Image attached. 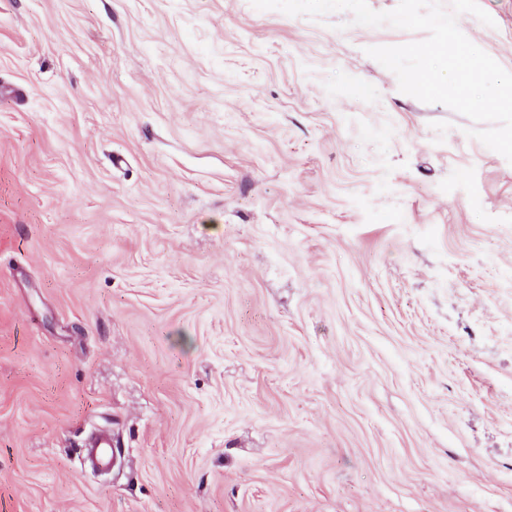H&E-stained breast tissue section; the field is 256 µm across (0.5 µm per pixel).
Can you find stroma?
I'll return each mask as SVG.
<instances>
[{
    "label": "stroma",
    "instance_id": "obj_1",
    "mask_svg": "<svg viewBox=\"0 0 512 512\" xmlns=\"http://www.w3.org/2000/svg\"><path fill=\"white\" fill-rule=\"evenodd\" d=\"M425 37L0 0V512H512V164Z\"/></svg>",
    "mask_w": 512,
    "mask_h": 512
}]
</instances>
